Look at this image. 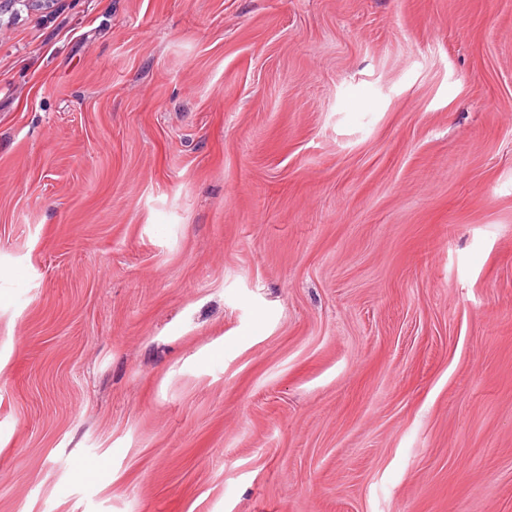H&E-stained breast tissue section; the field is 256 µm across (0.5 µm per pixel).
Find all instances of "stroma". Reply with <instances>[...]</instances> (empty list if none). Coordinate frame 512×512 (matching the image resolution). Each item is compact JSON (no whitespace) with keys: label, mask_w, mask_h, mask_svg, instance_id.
<instances>
[{"label":"stroma","mask_w":512,"mask_h":512,"mask_svg":"<svg viewBox=\"0 0 512 512\" xmlns=\"http://www.w3.org/2000/svg\"><path fill=\"white\" fill-rule=\"evenodd\" d=\"M0 512H512V0H0Z\"/></svg>","instance_id":"obj_1"}]
</instances>
